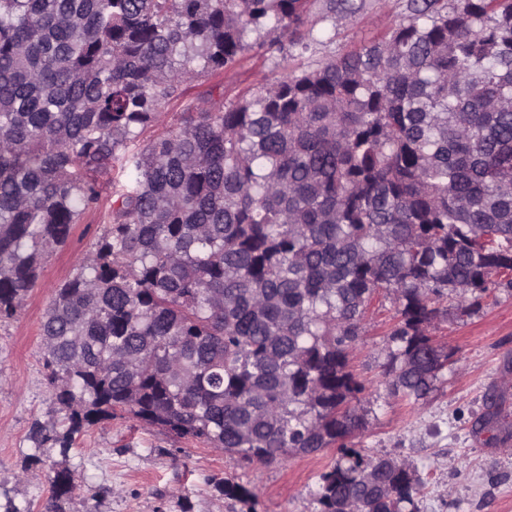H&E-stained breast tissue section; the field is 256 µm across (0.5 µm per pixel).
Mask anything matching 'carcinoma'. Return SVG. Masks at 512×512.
I'll list each match as a JSON object with an SVG mask.
<instances>
[{
  "label": "carcinoma",
  "instance_id": "obj_1",
  "mask_svg": "<svg viewBox=\"0 0 512 512\" xmlns=\"http://www.w3.org/2000/svg\"><path fill=\"white\" fill-rule=\"evenodd\" d=\"M312 6L0 0V323L125 177L42 317L67 428L37 446L65 457L127 415L248 464L335 448L316 512H419L406 461L348 444L366 424L348 351L394 303L380 376L414 407L452 357L427 327L512 288V0H409L386 35L131 148L188 82L308 51ZM50 484L63 512L70 471Z\"/></svg>",
  "mask_w": 512,
  "mask_h": 512
}]
</instances>
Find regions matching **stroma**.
Returning a JSON list of instances; mask_svg holds the SVG:
<instances>
[{"mask_svg": "<svg viewBox=\"0 0 512 512\" xmlns=\"http://www.w3.org/2000/svg\"><path fill=\"white\" fill-rule=\"evenodd\" d=\"M406 3L366 0L359 13L334 19L323 0H315L308 27L316 35L330 30L331 38L284 66L263 52H245L235 68L199 78L169 101L152 134L177 128L186 106L210 108L211 92L234 102L285 68L313 66L385 35L405 16ZM111 203V191H104L100 208L84 214L67 244L48 258L16 317L0 324V502H13L20 512H42L51 495L48 476L64 466L74 478L69 512H315L319 476L336 456L332 448L246 465L237 456L120 416L86 429L68 456L48 444L35 447L34 424L64 426L46 381L40 323L55 289L102 233ZM397 320L392 302L372 304L350 351L369 411L353 444L374 456L406 460L423 485L420 512H512V386L501 383L512 370V291H493L473 315L452 310L429 326L434 342L453 357L438 390L413 408L388 396L376 368ZM490 393L500 401L502 417L491 430L475 432L473 423L485 413ZM226 480L248 489L250 501L219 492L217 483Z\"/></svg>", "mask_w": 512, "mask_h": 512, "instance_id": "35a3bbf8", "label": "stroma"}]
</instances>
